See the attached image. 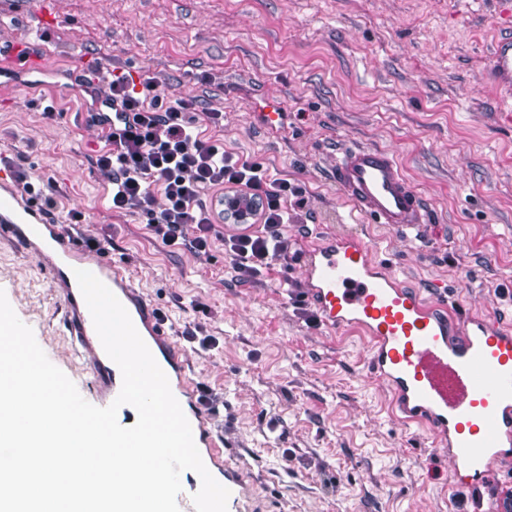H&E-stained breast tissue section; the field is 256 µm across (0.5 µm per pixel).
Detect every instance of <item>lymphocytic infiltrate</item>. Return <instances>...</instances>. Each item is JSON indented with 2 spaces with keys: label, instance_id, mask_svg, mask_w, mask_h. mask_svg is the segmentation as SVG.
I'll return each instance as SVG.
<instances>
[{
  "label": "lymphocytic infiltrate",
  "instance_id": "1",
  "mask_svg": "<svg viewBox=\"0 0 512 512\" xmlns=\"http://www.w3.org/2000/svg\"><path fill=\"white\" fill-rule=\"evenodd\" d=\"M89 115L104 146L91 159L110 176L113 212L144 213L153 235L168 246L195 256L209 255L223 242L224 255L241 280L261 275L291 248L286 228L288 201L302 191L288 180L270 178L256 161L228 153L221 142L206 138L203 127L218 126V112H200L191 99L149 96L132 76L116 72L103 95L94 85ZM162 209H155L156 196ZM232 204L243 198L249 211L240 216L241 233L225 239L216 229L210 198ZM193 235H186V228Z\"/></svg>",
  "mask_w": 512,
  "mask_h": 512
}]
</instances>
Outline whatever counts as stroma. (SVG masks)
<instances>
[{
	"instance_id": "obj_1",
	"label": "stroma",
	"mask_w": 512,
	"mask_h": 512,
	"mask_svg": "<svg viewBox=\"0 0 512 512\" xmlns=\"http://www.w3.org/2000/svg\"><path fill=\"white\" fill-rule=\"evenodd\" d=\"M512 36L497 0H0V39L41 48L42 81L0 84V194L25 171L54 183L50 221L85 214L66 239L116 261L183 343L195 390L235 479L228 512H475L444 442L399 423L365 370L367 341L297 308L298 262L316 240L359 235L400 282L460 318L512 327V118L488 80L493 44ZM159 94L220 112L213 138L299 186L291 249L243 282L223 247L196 257L168 247L145 216L113 215L102 146L81 74L113 66ZM274 101L279 127L260 110ZM55 115H45L46 106ZM392 150L423 195L428 222L405 234L358 219L331 170L339 151ZM0 290L48 359L94 401L67 353L65 294L50 266L0 234ZM215 336L202 351L181 333Z\"/></svg>"
}]
</instances>
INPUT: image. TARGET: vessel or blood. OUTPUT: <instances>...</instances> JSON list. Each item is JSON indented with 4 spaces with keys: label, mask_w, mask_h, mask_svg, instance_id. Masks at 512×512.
Returning <instances> with one entry per match:
<instances>
[{
    "label": "vessel or blood",
    "mask_w": 512,
    "mask_h": 512,
    "mask_svg": "<svg viewBox=\"0 0 512 512\" xmlns=\"http://www.w3.org/2000/svg\"><path fill=\"white\" fill-rule=\"evenodd\" d=\"M491 77L512 89V38L491 52ZM332 176L355 211L374 224L413 228L427 221L423 196L404 176L395 154L373 146L342 151ZM0 228L48 262L68 306L72 357L89 368L100 406H109L122 383L106 354L74 276L92 272L119 299L167 377L175 397H191L186 358L123 269L75 248L39 206L0 196ZM301 270L321 321L353 328L372 340L367 371L392 393L403 424L424 422L449 442L450 470L458 486L484 483L488 462L512 443V331L477 319L459 324L394 272L374 260L371 246L339 233L310 246Z\"/></svg>",
    "instance_id": "vessel-or-blood-1"
}]
</instances>
